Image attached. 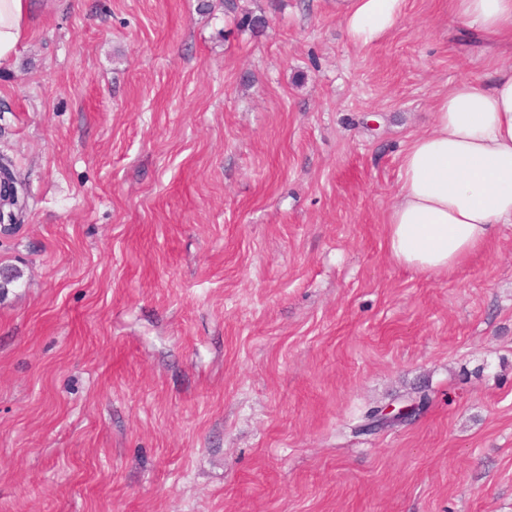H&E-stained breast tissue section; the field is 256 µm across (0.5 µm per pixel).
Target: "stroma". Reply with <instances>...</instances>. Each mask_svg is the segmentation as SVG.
I'll return each instance as SVG.
<instances>
[{"label": "stroma", "mask_w": 512, "mask_h": 512, "mask_svg": "<svg viewBox=\"0 0 512 512\" xmlns=\"http://www.w3.org/2000/svg\"><path fill=\"white\" fill-rule=\"evenodd\" d=\"M334 2L36 0L0 512H512V224L447 275L386 248L402 151L493 52L451 0L368 46ZM421 402L420 398L419 400L409 399L398 407L387 406L381 408V411L366 419L362 427L365 431L372 432L394 422H405L418 414L422 405Z\"/></svg>", "instance_id": "35a3bbf8"}]
</instances>
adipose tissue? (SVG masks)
Returning <instances> with one entry per match:
<instances>
[{
    "mask_svg": "<svg viewBox=\"0 0 512 512\" xmlns=\"http://www.w3.org/2000/svg\"><path fill=\"white\" fill-rule=\"evenodd\" d=\"M405 0H337L350 40L366 46L390 31ZM456 18L487 37L512 42V0H453ZM31 0H0V67L25 39ZM512 224V64L482 81L462 80L439 96L431 129L415 137L399 165L386 247L399 265L446 274Z\"/></svg>",
    "mask_w": 512,
    "mask_h": 512,
    "instance_id": "adipose-tissue-1",
    "label": "adipose tissue"
}]
</instances>
